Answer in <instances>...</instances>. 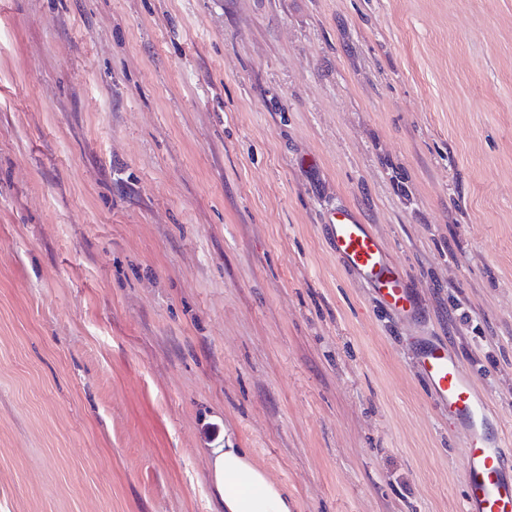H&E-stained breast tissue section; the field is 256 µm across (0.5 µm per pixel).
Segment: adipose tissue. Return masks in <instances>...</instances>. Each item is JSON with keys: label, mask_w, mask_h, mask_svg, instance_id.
I'll return each mask as SVG.
<instances>
[{"label": "adipose tissue", "mask_w": 512, "mask_h": 512, "mask_svg": "<svg viewBox=\"0 0 512 512\" xmlns=\"http://www.w3.org/2000/svg\"><path fill=\"white\" fill-rule=\"evenodd\" d=\"M212 481L224 512H293L288 493L254 466L246 449L212 451Z\"/></svg>", "instance_id": "1"}]
</instances>
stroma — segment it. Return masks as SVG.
Instances as JSON below:
<instances>
[{
    "instance_id": "1",
    "label": "stroma",
    "mask_w": 512,
    "mask_h": 512,
    "mask_svg": "<svg viewBox=\"0 0 512 512\" xmlns=\"http://www.w3.org/2000/svg\"><path fill=\"white\" fill-rule=\"evenodd\" d=\"M344 206L512 442V0H0V512H462ZM329 246L340 266L371 288L383 313L410 324L422 319L423 306L415 285L397 266L388 248L351 208L326 212L321 220ZM212 481L224 512H294L288 491L271 483L244 448H212Z\"/></svg>"
}]
</instances>
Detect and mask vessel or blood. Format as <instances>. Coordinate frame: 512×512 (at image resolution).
Segmentation results:
<instances>
[{
  "instance_id": "vessel-or-blood-1",
  "label": "vessel or blood",
  "mask_w": 512,
  "mask_h": 512,
  "mask_svg": "<svg viewBox=\"0 0 512 512\" xmlns=\"http://www.w3.org/2000/svg\"><path fill=\"white\" fill-rule=\"evenodd\" d=\"M321 223L340 266L371 288L382 312L413 325L421 321L423 306L415 285L371 225L347 207L326 212ZM413 355L430 401L464 439L465 512H512V449L489 396L465 371L446 338L414 337Z\"/></svg>"
}]
</instances>
